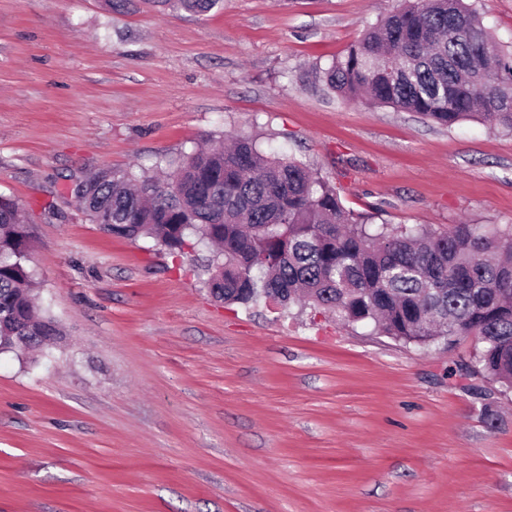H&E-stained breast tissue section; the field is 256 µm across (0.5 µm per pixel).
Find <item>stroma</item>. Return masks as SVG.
Listing matches in <instances>:
<instances>
[{
    "label": "stroma",
    "instance_id": "35a3bbf8",
    "mask_svg": "<svg viewBox=\"0 0 512 512\" xmlns=\"http://www.w3.org/2000/svg\"><path fill=\"white\" fill-rule=\"evenodd\" d=\"M512 50V0H466ZM403 0H0V195L27 217L48 355L0 353V512H512V390L477 341L225 306L207 248L115 237L67 188L257 137L378 222L512 224V133L323 90ZM157 6L177 7L193 14H204L216 8L220 0H153Z\"/></svg>",
    "mask_w": 512,
    "mask_h": 512
}]
</instances>
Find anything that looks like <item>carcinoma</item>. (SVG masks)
<instances>
[{
  "label": "carcinoma",
  "mask_w": 512,
  "mask_h": 512,
  "mask_svg": "<svg viewBox=\"0 0 512 512\" xmlns=\"http://www.w3.org/2000/svg\"><path fill=\"white\" fill-rule=\"evenodd\" d=\"M193 14L220 0H153ZM349 101L413 112L441 127L489 120L512 131V56L463 0H405L323 72ZM161 182L132 168L81 181L82 208L112 235L150 237L172 254L213 244L203 287L217 301L272 299L374 323L405 344L473 336L467 374L512 389V225L375 224L307 166L249 137L165 160ZM30 235L0 196V351H43L59 335L36 307Z\"/></svg>",
  "instance_id": "cac0c4a2"
}]
</instances>
